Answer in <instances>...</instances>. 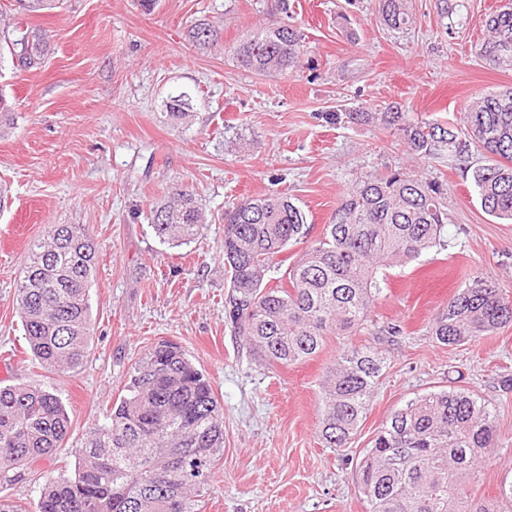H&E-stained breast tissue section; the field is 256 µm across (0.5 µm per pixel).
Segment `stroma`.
<instances>
[{
	"instance_id": "1",
	"label": "stroma",
	"mask_w": 512,
	"mask_h": 512,
	"mask_svg": "<svg viewBox=\"0 0 512 512\" xmlns=\"http://www.w3.org/2000/svg\"><path fill=\"white\" fill-rule=\"evenodd\" d=\"M501 0H408L413 22L386 26L378 0H64L28 18L54 50L41 68L0 61V93L17 125L0 138V357L8 384H43L70 418L69 440L45 461L73 476L71 448L123 393L134 364L162 340L205 372L224 412V454L201 512H366L355 458L407 400L449 387L494 407L496 448L470 486L490 512L512 481V324L460 346L430 336L434 315L469 277L491 276L512 301V222L484 213L466 163L410 155L395 129L353 123L351 112L395 106L413 121L463 126L480 94L512 87V70L476 58L485 20ZM287 20L304 45L299 67L258 75L231 49L263 22ZM216 31L197 45L192 27ZM192 96L186 123L165 121L171 95ZM401 170L442 185L445 248L386 272L363 329L329 337L313 359L265 365L224 318L226 207L279 193L319 236L357 177ZM191 190L211 221L195 241L161 242L147 214L172 187ZM50 224H83L97 246L90 288L94 339L74 373L43 370L16 302L29 244ZM401 332L389 336L388 326ZM374 345L383 374L348 452L318 436L320 386L341 350Z\"/></svg>"
}]
</instances>
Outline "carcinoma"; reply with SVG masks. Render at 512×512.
<instances>
[{
	"instance_id": "1",
	"label": "carcinoma",
	"mask_w": 512,
	"mask_h": 512,
	"mask_svg": "<svg viewBox=\"0 0 512 512\" xmlns=\"http://www.w3.org/2000/svg\"><path fill=\"white\" fill-rule=\"evenodd\" d=\"M19 13L38 15L61 0H16ZM385 25L402 29L411 17L405 0H380ZM476 56L512 70V0L488 15ZM51 50L47 33L0 25V59L20 69L42 66ZM255 73H286L302 55V35L286 22L261 25L233 49ZM192 108L181 92L169 97L165 117L185 120ZM350 119L381 122L402 132L411 154L460 160L471 147L488 162L471 167L481 209L512 220V89L478 97L466 113V132L438 122H413L406 112H353ZM13 104L0 93V138L15 125ZM160 240L194 239L208 224L206 209L176 188L149 210ZM224 268L229 290L225 317L256 356L292 365L316 356L329 336H350L365 324L382 294V271L403 266L443 240L447 213L442 189L404 173L364 175L342 197L322 233L309 240L302 209L267 194L228 206ZM304 252L286 269L287 288L267 287L292 244ZM96 244L83 224H50L30 245L16 301L30 351L52 373L84 363L92 340L89 287ZM512 322V302L478 274L433 320L431 334L458 346ZM384 356L373 346L344 348L321 392L319 437L325 448H345L366 415L382 375ZM120 396L78 446L75 477H42V464L68 440L70 421L59 399L39 384L0 386V483L28 474L43 479L31 512H200L214 469L224 454V415L209 378L185 350L160 342L130 373ZM497 415L471 391L449 388L416 396L393 411L356 466L367 512H487L465 486L489 461ZM199 459L203 471L187 475L180 458Z\"/></svg>"
}]
</instances>
